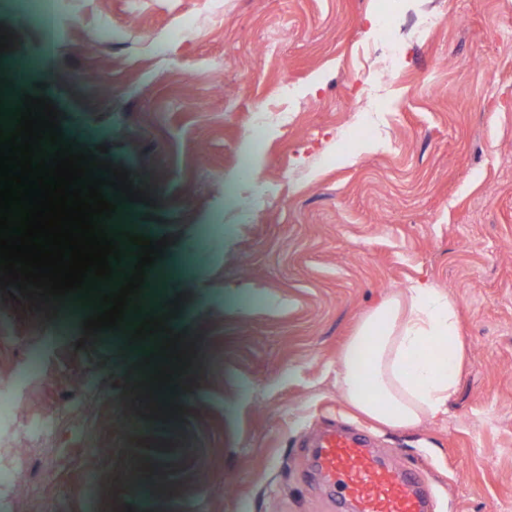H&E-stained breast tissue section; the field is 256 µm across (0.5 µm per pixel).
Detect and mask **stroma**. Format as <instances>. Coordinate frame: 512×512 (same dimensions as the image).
Here are the masks:
<instances>
[{
    "mask_svg": "<svg viewBox=\"0 0 512 512\" xmlns=\"http://www.w3.org/2000/svg\"><path fill=\"white\" fill-rule=\"evenodd\" d=\"M20 3L0 0V124L48 97L65 138L127 170L144 199L112 220L168 238L142 291L178 296L169 325L194 357L178 398L146 409L128 346L142 314L88 336L69 302L0 292V390L59 427L16 430L29 473L0 512H337L303 446L332 418L429 466L433 512H512V0H59L51 52ZM425 13L440 22L422 36ZM390 40L398 77L362 112V54ZM284 81L293 122L245 154ZM357 139L377 147L337 162ZM417 283L457 301L469 362L446 414L393 429L346 404L336 361ZM25 428L31 437L42 440L53 438L57 430L54 417L46 413H35L28 416Z\"/></svg>",
    "mask_w": 512,
    "mask_h": 512,
    "instance_id": "stroma-1",
    "label": "stroma"
}]
</instances>
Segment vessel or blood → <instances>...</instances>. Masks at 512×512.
<instances>
[{
  "mask_svg": "<svg viewBox=\"0 0 512 512\" xmlns=\"http://www.w3.org/2000/svg\"><path fill=\"white\" fill-rule=\"evenodd\" d=\"M309 445L316 450L318 480L340 489L338 501L350 512H428L422 472L381 461L371 436L361 430L332 421Z\"/></svg>",
  "mask_w": 512,
  "mask_h": 512,
  "instance_id": "1",
  "label": "vessel or blood"
}]
</instances>
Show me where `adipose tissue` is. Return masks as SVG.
Segmentation results:
<instances>
[{
	"label": "adipose tissue",
	"mask_w": 512,
	"mask_h": 512,
	"mask_svg": "<svg viewBox=\"0 0 512 512\" xmlns=\"http://www.w3.org/2000/svg\"><path fill=\"white\" fill-rule=\"evenodd\" d=\"M465 364L457 301L418 284L359 321L339 356L336 384L365 417L413 428L447 411Z\"/></svg>",
	"instance_id": "obj_1"
}]
</instances>
